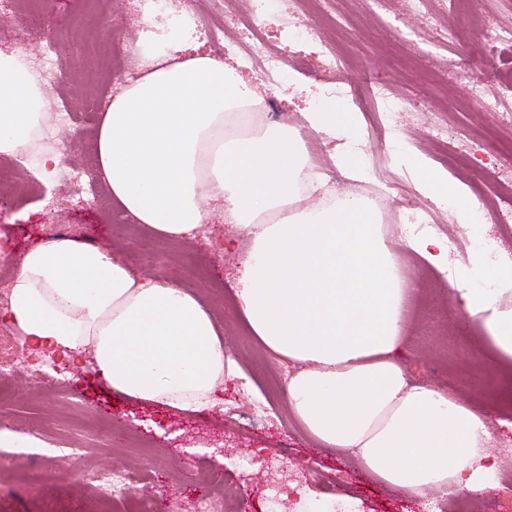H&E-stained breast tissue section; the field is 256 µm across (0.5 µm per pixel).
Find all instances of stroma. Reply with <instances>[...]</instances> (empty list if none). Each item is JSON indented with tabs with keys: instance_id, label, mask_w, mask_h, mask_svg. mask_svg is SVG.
<instances>
[{
	"instance_id": "stroma-1",
	"label": "stroma",
	"mask_w": 512,
	"mask_h": 512,
	"mask_svg": "<svg viewBox=\"0 0 512 512\" xmlns=\"http://www.w3.org/2000/svg\"><path fill=\"white\" fill-rule=\"evenodd\" d=\"M174 4L208 19L224 18L234 30V40L243 44L252 37L250 19L260 16L266 48L289 61L304 60L303 68L287 71V81L295 88L292 96H282L280 87L270 88L274 115L260 119L258 130L272 122L300 123L302 112L323 101L331 85L343 79L352 84L359 99L344 107L359 116L356 137L303 129L308 157L318 163L333 199L339 200L351 195L357 183L339 163V155L349 151L352 139L370 141L373 156L363 165L385 201L395 196V184H403L412 203L430 208L436 223L461 241L462 252L449 256L444 272L431 268L401 241L392 242L409 289V332L398 357L410 383L443 387L488 415L489 450L500 460L501 475L512 476V410L505 407L512 397V360L498 363L482 325L461 321L448 292L451 270L467 263L476 239L497 234L499 227L486 219L480 230H473L458 222L452 207L432 204L416 189L427 169L485 197L498 193L502 162L487 151L485 142L492 132L512 137V101L491 110L472 101L470 88L473 73L492 72L496 65L497 57L487 47L494 30L512 28V0H478L466 17V40L453 36L451 0H426L416 16L405 0H384L374 12L367 0H265L260 9L254 0ZM140 16L137 0H43L38 9L0 19L1 49H22L31 66H38L44 35L52 31L56 53L75 65L65 79L42 72L45 111H52L63 96L82 103L77 121L64 126L69 151L61 161L63 176L51 185H37L30 196L5 192L0 234L9 239L12 257L0 261V284L10 285L29 247L58 227L81 225L86 241L112 248L134 273L172 279L195 291L222 329L224 345L243 377L218 383L214 407L190 414L113 391L64 360L53 369L29 374L18 393L0 400V421L34 436L39 445L22 454L0 446V512H45L54 503L63 512H94L97 490L89 484L88 473L102 460L145 475L139 496L163 495L173 506L180 491L195 489L201 470L222 482L241 483L250 512H314L319 503H349L355 512H427L428 499L378 484L352 460L313 443L287 412L284 388L273 383L275 358L251 336L236 310L240 255L218 246L236 234L235 225L216 217L195 236L164 242L146 225H123L104 188L91 187L97 175L93 143L100 116L92 103L112 74L113 51L135 55ZM314 17L325 21L329 39L346 62L345 72L324 71L309 45L287 35L286 24L298 27ZM380 85L407 100L427 90L428 111H403L394 117L391 129H384L371 116ZM437 124L452 130V148L459 158L447 162L430 152L429 135ZM77 171L82 177L74 185L67 175ZM147 247L153 252L149 267L140 261ZM64 379L69 397H51V387ZM243 385L256 398L270 393L279 413L257 423L246 419L236 396ZM270 457L287 466L292 479L277 508L264 498L268 475L263 461ZM189 458L196 472L185 470ZM38 464L45 477L34 485L26 474ZM439 504L442 512L463 507L468 512H512V483H499L479 501L460 493L440 497Z\"/></svg>"
}]
</instances>
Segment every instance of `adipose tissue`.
I'll use <instances>...</instances> for the list:
<instances>
[{"instance_id":"ef3b65f1","label":"adipose tissue","mask_w":512,"mask_h":512,"mask_svg":"<svg viewBox=\"0 0 512 512\" xmlns=\"http://www.w3.org/2000/svg\"><path fill=\"white\" fill-rule=\"evenodd\" d=\"M191 9L146 10L142 62L99 118L95 152L111 200L165 240L193 234L223 202L251 240L236 290L249 330L295 365L291 414L323 448L354 459L377 482L416 497L440 490L480 499L498 485L487 417L445 390L410 384L396 354L407 333L406 288L367 201L289 211L308 161L297 129L227 134L259 102L255 86L209 54L184 56ZM44 84L24 51L0 50V156L28 151L43 129ZM313 130L353 135L356 113L333 102L304 112ZM418 192L475 221L466 186L426 173ZM465 320L479 321L512 358V277L473 252L451 281ZM0 325L28 345L84 364L112 390L175 408H212L223 378L239 374L211 313L169 279L132 273L111 249L49 239L19 261Z\"/></svg>"}]
</instances>
